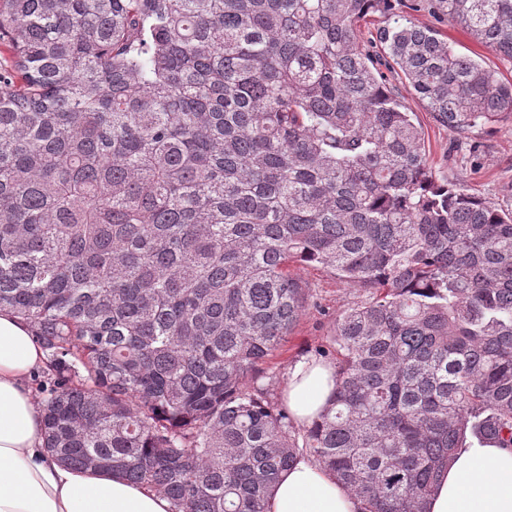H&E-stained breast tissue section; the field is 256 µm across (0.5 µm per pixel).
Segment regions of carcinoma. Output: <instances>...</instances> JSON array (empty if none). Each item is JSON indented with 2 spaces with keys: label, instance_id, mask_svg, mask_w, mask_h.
<instances>
[{
  "label": "carcinoma",
  "instance_id": "carcinoma-1",
  "mask_svg": "<svg viewBox=\"0 0 512 512\" xmlns=\"http://www.w3.org/2000/svg\"><path fill=\"white\" fill-rule=\"evenodd\" d=\"M410 11L512 59V0H0V310L48 351L61 465L265 512L309 454L426 512L467 438L512 448V210L435 180L391 79L459 136L512 82ZM291 263L366 293L303 434L262 382Z\"/></svg>",
  "mask_w": 512,
  "mask_h": 512
}]
</instances>
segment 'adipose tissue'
Listing matches in <instances>:
<instances>
[{"mask_svg": "<svg viewBox=\"0 0 512 512\" xmlns=\"http://www.w3.org/2000/svg\"><path fill=\"white\" fill-rule=\"evenodd\" d=\"M45 353L28 325L0 310V512H171L167 497L116 471L60 466L43 446V412L29 387ZM335 387L331 364L306 361L291 372L285 401L308 424ZM358 499L317 463L283 471L268 512H359ZM427 512H512V448L472 444L456 451Z\"/></svg>", "mask_w": 512, "mask_h": 512, "instance_id": "1", "label": "adipose tissue"}]
</instances>
